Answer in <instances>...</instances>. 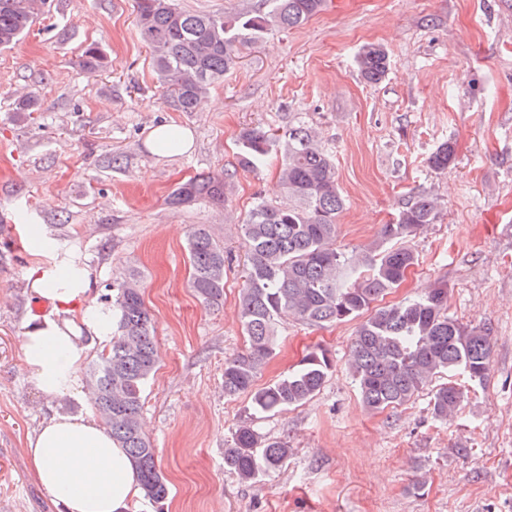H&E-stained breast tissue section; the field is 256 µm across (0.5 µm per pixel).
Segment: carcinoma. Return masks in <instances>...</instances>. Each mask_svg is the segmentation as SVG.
<instances>
[{"label": "carcinoma", "mask_w": 512, "mask_h": 512, "mask_svg": "<svg viewBox=\"0 0 512 512\" xmlns=\"http://www.w3.org/2000/svg\"><path fill=\"white\" fill-rule=\"evenodd\" d=\"M265 2L264 11L214 14L181 9L175 0H136L139 37L151 51L164 99L174 110L193 111L235 68L243 48L272 31L303 24L325 4ZM45 7L46 0H0V48L16 44ZM103 60L102 48L90 43L77 65L94 74ZM355 65L363 81L378 84L388 72L389 54L382 45L369 43L359 51ZM272 157L281 161L279 177L287 201L257 200L240 225L246 253L239 314L248 344L224 361V395L245 394L253 412L272 414L298 406L321 390L335 367L321 347L309 350L278 379L257 385L262 368L276 352L277 321L284 311L310 325L356 323L348 366L361 401L371 411L408 403L439 374L461 371L472 381L483 379L492 353L490 330L448 314L447 283L439 281L422 295L373 308L417 264L411 241L438 220L436 199L426 193L409 196L357 264L336 245L337 220L346 199L334 157L303 121L281 133L259 126L240 133L241 168L258 170ZM453 157L454 147L445 141L431 153L428 166L442 173ZM233 181L232 172L200 174L182 182L169 201L185 205L203 199L222 205ZM187 252L190 288L206 306L221 305L227 272L224 245L199 224L189 235ZM111 288L106 301L112 308V336L89 372L94 405L112 440L129 456L142 498L156 512H165L169 488L142 426L144 388L158 365L153 315L144 302L138 271L123 273ZM461 397L452 381L437 386L430 398L433 419H448ZM289 454L287 440H263L244 421L224 449V467L247 482L281 469Z\"/></svg>", "instance_id": "obj_1"}]
</instances>
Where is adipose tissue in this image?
Listing matches in <instances>:
<instances>
[{"instance_id":"1","label":"adipose tissue","mask_w":512,"mask_h":512,"mask_svg":"<svg viewBox=\"0 0 512 512\" xmlns=\"http://www.w3.org/2000/svg\"><path fill=\"white\" fill-rule=\"evenodd\" d=\"M36 259L26 285L49 310L20 338L24 365L48 398L73 395L87 356L82 332L107 340L112 311L89 299L90 275L69 257L49 252L44 239L29 233ZM36 478L65 512H126L137 493L133 467L123 449L94 418L55 414L28 442Z\"/></svg>"}]
</instances>
